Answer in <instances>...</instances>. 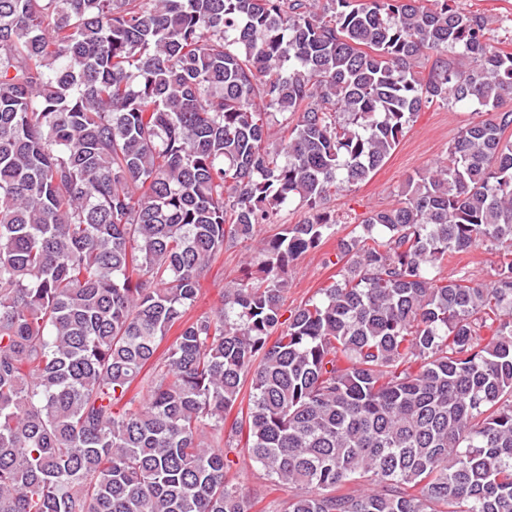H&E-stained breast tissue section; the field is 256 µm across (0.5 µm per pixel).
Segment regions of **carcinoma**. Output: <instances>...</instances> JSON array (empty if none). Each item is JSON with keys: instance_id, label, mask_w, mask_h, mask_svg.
I'll return each instance as SVG.
<instances>
[{"instance_id": "cac0c4a2", "label": "carcinoma", "mask_w": 512, "mask_h": 512, "mask_svg": "<svg viewBox=\"0 0 512 512\" xmlns=\"http://www.w3.org/2000/svg\"><path fill=\"white\" fill-rule=\"evenodd\" d=\"M508 100L451 0H0V512H249L239 447L283 512H512ZM450 101L488 118L283 317L330 193ZM483 242L491 284L432 274ZM305 216V209L299 208L297 202L284 209L278 224H262L256 227L258 237H272L281 231L279 224H298ZM247 244L249 243L236 239H227L224 242V253L213 262L211 269L201 281V292L197 302L189 310L190 315L216 308L224 288L243 277L251 256ZM229 458L235 462L229 470V475L238 484L247 500L252 502L250 512H263L264 507L269 504L268 511H281L288 504V498L293 493L289 485H271L266 480L262 468L244 454H230ZM260 496H264L263 501L256 503V498Z\"/></svg>"}]
</instances>
